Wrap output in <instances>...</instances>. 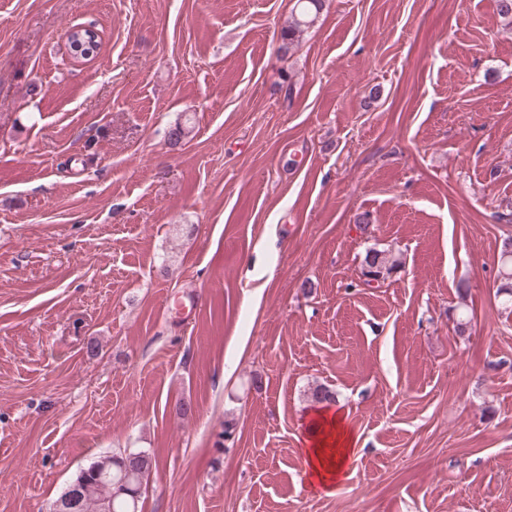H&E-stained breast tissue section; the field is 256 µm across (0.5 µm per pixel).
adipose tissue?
<instances>
[{"label":"adipose tissue","mask_w":512,"mask_h":512,"mask_svg":"<svg viewBox=\"0 0 512 512\" xmlns=\"http://www.w3.org/2000/svg\"><path fill=\"white\" fill-rule=\"evenodd\" d=\"M356 442L340 413L316 411L308 423L305 446L299 451L310 485L331 491L344 473Z\"/></svg>","instance_id":"ef3b65f1"}]
</instances>
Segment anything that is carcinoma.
Returning <instances> with one entry per match:
<instances>
[{
	"mask_svg": "<svg viewBox=\"0 0 512 512\" xmlns=\"http://www.w3.org/2000/svg\"><path fill=\"white\" fill-rule=\"evenodd\" d=\"M323 0H296L294 14L282 28L281 49L289 51L304 29L310 27L322 9ZM396 265V259L384 250L370 249L363 260L366 283H379ZM499 290L512 297V238L503 241ZM140 461L128 463L124 457L103 455L81 469L74 479L84 488L78 512H140L139 498L143 482L150 475L151 456L142 451Z\"/></svg>",
	"mask_w": 512,
	"mask_h": 512,
	"instance_id": "obj_1",
	"label": "carcinoma"
}]
</instances>
